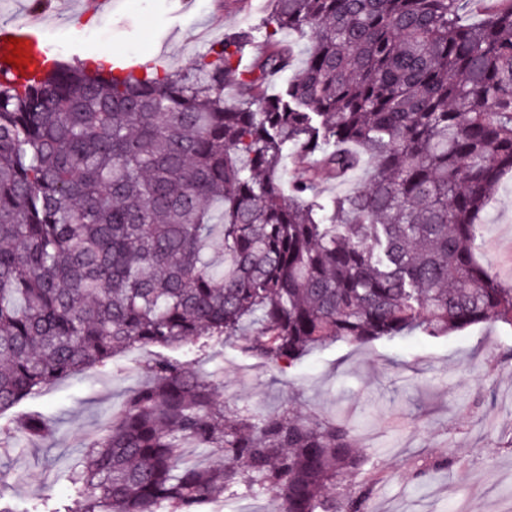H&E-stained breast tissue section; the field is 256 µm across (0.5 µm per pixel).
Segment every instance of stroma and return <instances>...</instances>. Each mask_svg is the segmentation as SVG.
Instances as JSON below:
<instances>
[{
  "label": "stroma",
  "mask_w": 512,
  "mask_h": 512,
  "mask_svg": "<svg viewBox=\"0 0 512 512\" xmlns=\"http://www.w3.org/2000/svg\"><path fill=\"white\" fill-rule=\"evenodd\" d=\"M83 0H49L48 38L79 45L81 64L109 55L159 59L162 69L187 71L225 34L254 25L266 0H112L84 27ZM476 254L502 284L512 286V176L505 177L482 213ZM512 348V328L478 325L427 342L414 337L365 346L333 343L300 364L279 368L240 354L231 346L199 372L217 375V393L230 407L258 412L294 401L303 413L347 421L375 467L391 472L371 503L372 512H512V371L498 367ZM155 348L117 358L56 383L0 415V495L16 512H32L46 491L67 495L68 468L83 455L87 439L111 419L128 395L149 380L146 360ZM36 410L53 418L50 439L15 443L7 430L14 417ZM454 455L453 470L424 482L408 475L419 453Z\"/></svg>",
  "instance_id": "obj_1"
}]
</instances>
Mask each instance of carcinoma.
<instances>
[{
    "label": "carcinoma",
    "instance_id": "carcinoma-1",
    "mask_svg": "<svg viewBox=\"0 0 512 512\" xmlns=\"http://www.w3.org/2000/svg\"><path fill=\"white\" fill-rule=\"evenodd\" d=\"M270 4L188 72L0 73V414L159 349L71 470L74 495L34 512H203L241 491L277 512H370L348 423L291 402L229 409L174 353L230 344L291 367L330 343L512 326V287L475 258L512 173V0ZM284 30L310 46L268 93L296 54ZM361 166L367 185L321 197ZM52 431L37 413L14 425L29 441ZM184 448L216 461L188 464Z\"/></svg>",
    "mask_w": 512,
    "mask_h": 512
}]
</instances>
